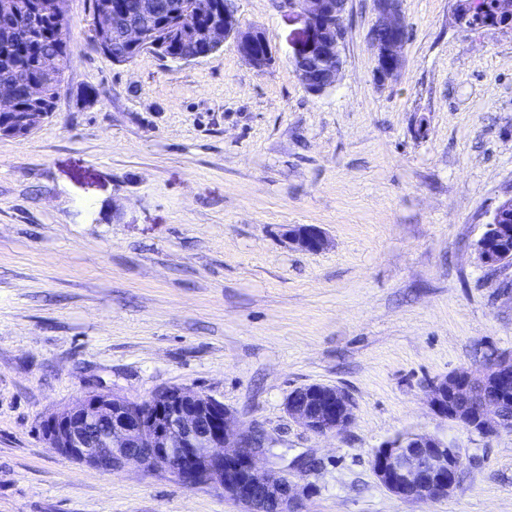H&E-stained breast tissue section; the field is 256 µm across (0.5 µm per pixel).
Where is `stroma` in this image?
Returning a JSON list of instances; mask_svg holds the SVG:
<instances>
[{
	"instance_id": "1",
	"label": "stroma",
	"mask_w": 512,
	"mask_h": 512,
	"mask_svg": "<svg viewBox=\"0 0 512 512\" xmlns=\"http://www.w3.org/2000/svg\"><path fill=\"white\" fill-rule=\"evenodd\" d=\"M455 0H403L404 66L379 82L373 0H348L342 70L308 93L275 0H234L275 62L231 44L117 65L68 0L71 60L55 112L0 137V512H242L212 487L130 465L107 474L47 447L81 396L173 386L267 434L260 469L314 461L305 512H512V432L441 420L427 385L512 354V265L476 243L512 197V29L467 33ZM315 224L320 252L289 243ZM337 386L350 424L321 437L288 395ZM463 454L448 498L409 501L371 459L406 432Z\"/></svg>"
}]
</instances>
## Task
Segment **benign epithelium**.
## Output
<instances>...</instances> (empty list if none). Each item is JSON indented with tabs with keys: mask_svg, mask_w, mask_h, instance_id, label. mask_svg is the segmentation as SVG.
Returning <instances> with one entry per match:
<instances>
[{
	"mask_svg": "<svg viewBox=\"0 0 512 512\" xmlns=\"http://www.w3.org/2000/svg\"><path fill=\"white\" fill-rule=\"evenodd\" d=\"M402 0H374L371 28L378 81L399 75L408 39L401 11ZM346 0H278L288 19L300 24L289 40V59L299 83L311 94L333 87L341 69L336 20L343 17ZM40 15L66 21V0H36ZM138 20L129 23L103 13L91 31L99 51L112 42L129 52L158 53V18L163 6L141 0ZM192 9L207 16L200 28H189L188 37L198 54L180 62L212 57L229 41L239 56L258 72L274 62L272 49L261 28L245 25L237 11L219 0H194ZM42 103L45 85L17 71L0 83V117L12 118L9 132L29 135L42 112L17 111L15 88ZM512 198L494 210L477 241L479 259L487 266L512 265ZM297 247L319 252L327 238L316 225H299L286 231ZM431 410L439 418L469 433L490 438L512 432V418L505 406L512 403V355L497 354L489 368L458 370L432 381L426 390ZM288 414L318 436H332L352 419L349 395L335 387L313 385L291 393L285 403ZM43 436L55 453L104 472L116 473L131 464L165 473L187 488L211 485L244 507V512H303L298 472L272 469L262 472L258 463L271 455L264 431L256 426L243 430L231 412L210 396L186 387L164 388L150 397V404L131 401L112 392H92L46 419ZM463 456L456 446L429 432L398 434L375 451L371 466L378 481L393 495L412 501H432L451 496L458 487Z\"/></svg>",
	"mask_w": 512,
	"mask_h": 512,
	"instance_id": "7a95c632",
	"label": "benign epithelium"
}]
</instances>
